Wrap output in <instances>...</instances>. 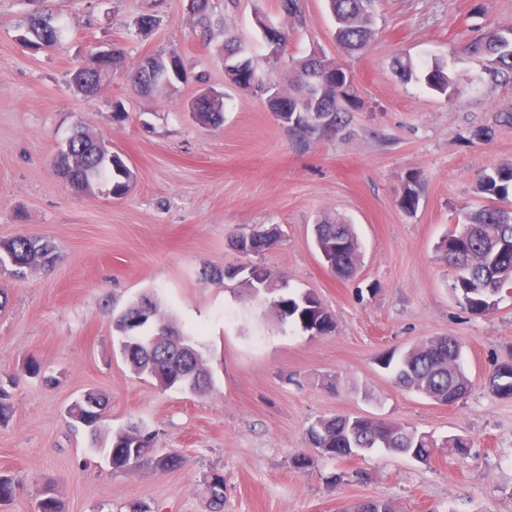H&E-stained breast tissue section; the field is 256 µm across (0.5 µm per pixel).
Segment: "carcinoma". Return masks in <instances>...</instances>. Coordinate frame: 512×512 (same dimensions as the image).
Segmentation results:
<instances>
[{"label":"carcinoma","instance_id":"cac0c4a2","mask_svg":"<svg viewBox=\"0 0 512 512\" xmlns=\"http://www.w3.org/2000/svg\"><path fill=\"white\" fill-rule=\"evenodd\" d=\"M335 24L336 41L348 53H364L375 38V3L377 0H327ZM236 4L225 0L220 5L214 0H193L191 7L198 29V39L209 41L214 26L223 22L219 8ZM280 8L288 18L291 28L307 26L302 0H280ZM26 42L34 50L52 49L61 44L64 27L47 10L29 15L26 22ZM241 45L231 33H225L224 52L221 60L224 72L233 77L238 66L252 63L259 67L266 64L261 55L243 57ZM467 54L481 59L484 70L493 79L512 82V26H488L471 39L465 47ZM329 67L336 70V80L322 79L319 62L308 55L300 60H279L273 67L288 68V89L281 90L289 102L290 112L327 113L330 124L322 128L309 118L288 121V130L301 138L337 132L348 124L349 112L356 109L358 101L354 84H345V71L334 58L325 57ZM174 63L176 70L170 74L169 85L185 83L188 71L181 59L156 56V64L169 69ZM395 68L407 80L422 81L432 91L444 96L450 103L460 102L462 79L437 61L425 69L412 59L398 58ZM110 70H90L77 67L72 73L73 85L84 80V95L96 92ZM197 120L210 126L224 122V99L203 101L195 96ZM76 133L67 157L66 168L54 162L56 171L69 185L81 183L88 192L99 184L112 188V197L121 199L131 189L135 179L132 169L120 155L113 157L102 152L98 138L82 125L74 127ZM418 180L412 179L404 187L400 206L409 211L416 208L419 193ZM479 193L487 196V203L465 214L469 233L458 237V231H450L435 244L439 259L454 271L450 293L464 309L485 314L493 311L502 293L512 290V221L504 222L499 213L500 202H512V163L499 164L485 169L478 179ZM259 241L263 255L279 241L281 234L276 228L242 232L234 236L230 245H238L246 236ZM314 245L317 251L335 255L333 274L340 279L354 277L362 263L363 252L354 225L336 219L324 218L314 226ZM0 249L7 252L4 267L19 279L26 277L32 268H45L55 260L54 247L42 239L20 235L0 240ZM274 309L280 320H290L302 331L313 336H327L336 329L333 316L312 293L274 298ZM121 318L112 322L120 341V353L130 369L143 375L157 387L189 389L205 392L211 385L210 370L195 340L167 325L165 315L154 297L144 293L120 312ZM378 363L391 371L395 383L401 388L423 395L441 405H452L462 400L471 388V380L463 364V343L455 336L430 337L407 348L400 355L389 351L378 358ZM11 387L0 382V426L7 425L13 417V387L15 379H9ZM487 389L501 399H512V361L500 363L488 374ZM312 447L331 460H346L360 453L362 448L383 449L403 454L428 464L439 447L448 448L459 455L468 452V439L453 436L442 443L406 424L376 417L333 416L320 417L306 430ZM155 436L136 424L112 436L108 448L109 460L115 472L126 471L133 455L143 453V463L158 470L177 469L182 459L168 452H150ZM211 508L224 507V476L215 473L208 482ZM343 512H402L399 506L387 499L369 498L347 505Z\"/></svg>","mask_w":512,"mask_h":512}]
</instances>
